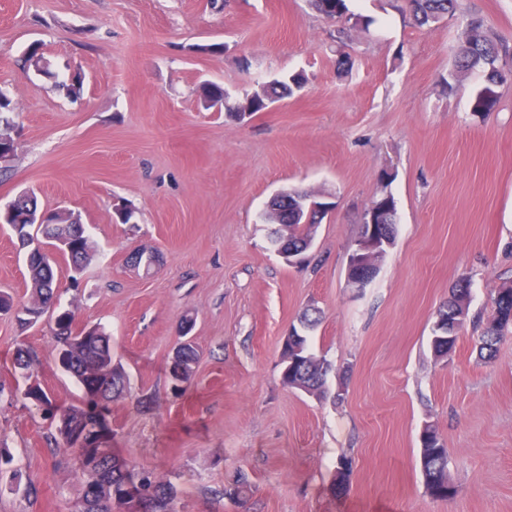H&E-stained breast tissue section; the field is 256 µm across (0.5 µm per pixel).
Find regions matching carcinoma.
<instances>
[{
	"label": "carcinoma",
	"mask_w": 512,
	"mask_h": 512,
	"mask_svg": "<svg viewBox=\"0 0 512 512\" xmlns=\"http://www.w3.org/2000/svg\"><path fill=\"white\" fill-rule=\"evenodd\" d=\"M313 8L324 17L341 22L333 40L344 43L348 32L357 25L369 26L372 19L352 12L347 0H310ZM457 0H405L401 12L410 16L413 24L419 28L450 20L455 16ZM466 40L459 46L454 71L448 74L446 89L453 92L455 82L462 75L478 71L483 77V86L475 96L474 111L489 112L495 105V87L504 83L512 70V46L489 36L484 30L483 21L472 18L467 24ZM306 82L301 72L284 74L275 78L245 95L251 113L263 112L274 103L294 92L301 90ZM206 97L203 103L211 109L215 106L224 108L227 117L239 119L242 111L241 102L231 100L224 94V89L212 85L204 88ZM304 192L283 190L274 200L279 209L277 218L270 222L288 225V242L295 248L307 245L312 232L310 224H294L291 222L297 199ZM71 264L83 267L90 260L94 248L85 232L69 239L68 247L61 249ZM27 286L31 289L29 303L24 306L28 318L22 320L24 325L37 323L46 310L55 304L57 298L55 275L51 264L35 251L26 254ZM471 298L470 283L462 280L453 288L448 297L437 310L436 316L452 319L457 308V298ZM492 317L478 337L477 350L479 357L490 359L495 356L501 338L512 333V310L503 305L501 293L492 298ZM321 321V310L308 308L300 317V328L293 329V336L282 350V361L285 372L282 373L283 383L291 389L304 388L318 391V396L327 395V375L332 363L323 355L311 351L307 332L315 329ZM58 330L54 331L56 341L61 344L63 354L59 362L64 371L75 378L84 393L82 405H60L48 394L40 384H28L20 392L24 401L38 406L49 417L57 413L65 417L63 427L59 429L64 435L69 449L80 451L77 447L78 435L86 427L85 406L101 400L108 403L116 398L129 394L126 375L112 363V346L108 334L100 327L89 332L77 330L74 319L68 312L58 314L55 322ZM466 326H459L453 336L431 342L435 356L441 358L456 348L459 337L465 332ZM176 353L179 355L181 375H176V368L168 369L170 390L174 396L183 394L190 382L198 353L193 344L187 340L181 342ZM178 379H172V376ZM421 466L428 488L442 478L448 465L446 449L434 443L424 446L420 452ZM92 467L81 469L85 479V493L77 505L76 512H178V490L171 483L156 481L150 472L142 471L143 480L148 491H139L131 480V471L135 467L120 460L116 449L109 445H99V454L91 459ZM252 492L248 475L239 473L234 485L230 488L213 490L216 498H229L244 501Z\"/></svg>",
	"instance_id": "obj_1"
}]
</instances>
